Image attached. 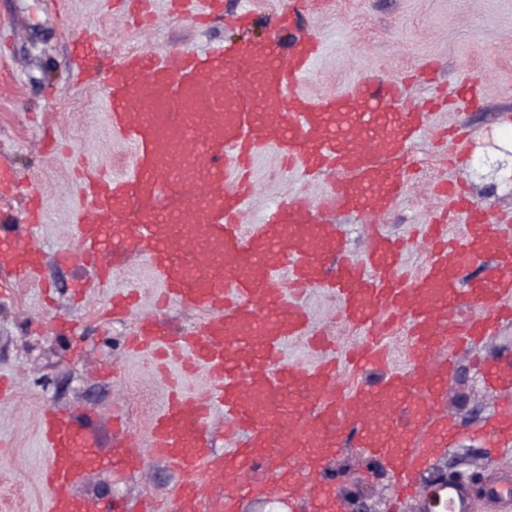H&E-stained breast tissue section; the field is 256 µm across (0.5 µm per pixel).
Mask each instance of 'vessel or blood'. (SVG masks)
Instances as JSON below:
<instances>
[{"label":"vessel or blood","mask_w":512,"mask_h":512,"mask_svg":"<svg viewBox=\"0 0 512 512\" xmlns=\"http://www.w3.org/2000/svg\"><path fill=\"white\" fill-rule=\"evenodd\" d=\"M320 53V40L309 35L285 58L272 40L203 56L182 49L163 58H99L112 130L135 154L130 174L88 179L80 259L108 282L105 246L138 256L160 281V304L174 300L207 314L186 336L145 316L130 338L133 350L153 352L167 387L149 447L185 477L170 512H237L242 496L273 485L317 498L324 460L349 427L358 432L361 456L388 464L397 500L426 507L437 500L447 512H472L467 482L421 492L413 474L452 428L435 405L460 353L496 336L502 320L512 318V225L456 196L465 240L456 244L447 225H424L429 259L419 274L399 277L404 245L382 234L372 235L363 258H349L321 213H378L402 196L406 149L425 131L427 115L404 103L402 83L379 75L319 99L299 93ZM267 148L288 168L328 176L329 190L318 204L295 194L249 226L242 217L255 191L250 168ZM11 230L0 224L11 251L0 269L14 282L34 280L43 258L30 243L10 240ZM484 255L492 258L488 272L462 288L460 270ZM310 288L335 294L342 320L366 336L350 360L382 370L379 383L340 390L335 360L313 367L282 361L283 346L296 337L308 336L317 349L330 345L327 337L310 335L297 301ZM462 304L476 307L478 316L449 323ZM399 325L408 363L393 369L384 336ZM174 358L184 374L204 367L212 387L186 391L182 377L167 372ZM494 375L500 411L484 433L499 439L512 434V359L497 360ZM218 407L226 433L245 438L219 456L210 443ZM40 437L48 512H88L72 495L86 460L81 429L47 411ZM214 480L226 490L218 509L205 494ZM483 491L489 512H512L511 471L492 472Z\"/></svg>","instance_id":"obj_1"}]
</instances>
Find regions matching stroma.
I'll use <instances>...</instances> for the list:
<instances>
[{"label":"stroma","instance_id":"obj_1","mask_svg":"<svg viewBox=\"0 0 512 512\" xmlns=\"http://www.w3.org/2000/svg\"><path fill=\"white\" fill-rule=\"evenodd\" d=\"M172 0H149L152 18L136 20L115 0H0V166L19 180L17 195L0 199L14 223L23 221V195H44L45 221L31 240L46 255L75 248L74 230L83 215L81 159L106 174L133 166L131 147L114 135L102 102L100 77L77 72L74 37L93 33L105 54L126 51L165 56L179 49L205 52L227 42L277 40L287 47L277 22L287 0H229L253 12L248 28L223 18L200 25L172 12ZM308 28L323 50L299 87L318 98L380 74L405 82L415 105L437 100L424 136L408 150L407 190L382 213L325 214L345 236L352 257H363L369 225L409 240L407 273L420 272L427 253L416 229L448 211L437 185L456 180L476 204L512 221V0H306ZM476 84V105L457 103L462 83ZM460 155L449 167L448 152ZM257 193L246 214L260 223L279 202L296 192L320 201L327 179L307 181L285 169L275 151L254 160ZM0 293V377L15 381L11 396L0 397V512H46L40 475L45 450L38 414L51 409L73 419L101 458L73 486L83 501L110 502L112 512H141L145 497L169 501L181 476L148 451V431L166 398L164 384L146 356L128 348L137 314L153 313L160 285L149 266L130 258L117 265L111 283H100L88 266L46 263L27 284L4 280ZM140 289L136 315L108 316L114 290ZM300 304L314 329L332 336L337 352L360 340L336 317L337 303L320 288ZM512 357V323L501 327L478 355H461L438 404L460 432L437 449L415 478L428 485L440 477L470 483L475 508L486 512L483 486L495 470L512 471V450L478 436L496 411V401L478 357ZM136 446L141 465L113 463L115 448ZM327 494L321 512H393L392 477L381 462L359 456L349 444L326 462Z\"/></svg>","mask_w":512,"mask_h":512}]
</instances>
